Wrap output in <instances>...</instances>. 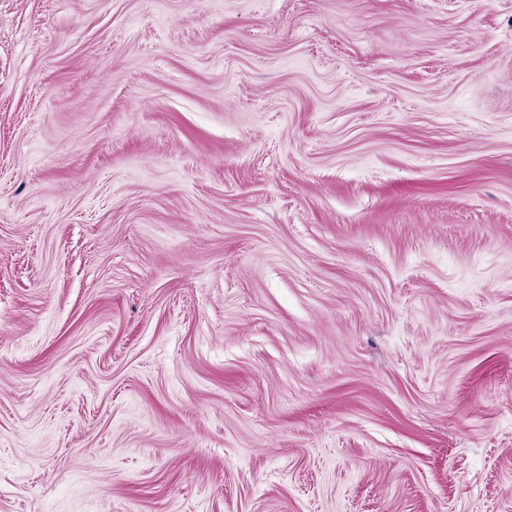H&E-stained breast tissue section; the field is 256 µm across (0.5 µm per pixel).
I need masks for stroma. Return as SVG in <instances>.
<instances>
[{
  "mask_svg": "<svg viewBox=\"0 0 512 512\" xmlns=\"http://www.w3.org/2000/svg\"><path fill=\"white\" fill-rule=\"evenodd\" d=\"M0 512H512V0H0Z\"/></svg>",
  "mask_w": 512,
  "mask_h": 512,
  "instance_id": "obj_1",
  "label": "stroma"
}]
</instances>
